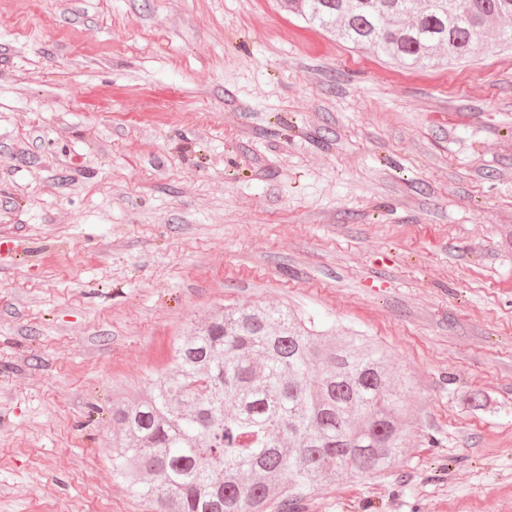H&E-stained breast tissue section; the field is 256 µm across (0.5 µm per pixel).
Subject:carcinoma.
I'll use <instances>...</instances> for the list:
<instances>
[{"label":"carcinoma","instance_id":"carcinoma-1","mask_svg":"<svg viewBox=\"0 0 512 512\" xmlns=\"http://www.w3.org/2000/svg\"><path fill=\"white\" fill-rule=\"evenodd\" d=\"M311 27L406 68L512 46V0H286ZM409 378L359 336L237 307L173 344L146 391L112 397V473L155 512H270L404 455Z\"/></svg>","mask_w":512,"mask_h":512}]
</instances>
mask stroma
I'll return each mask as SVG.
<instances>
[{"mask_svg": "<svg viewBox=\"0 0 512 512\" xmlns=\"http://www.w3.org/2000/svg\"><path fill=\"white\" fill-rule=\"evenodd\" d=\"M255 304L411 379L400 462L288 512H512V50L405 70L281 0H0V512H151L112 394Z\"/></svg>", "mask_w": 512, "mask_h": 512, "instance_id": "1", "label": "stroma"}]
</instances>
